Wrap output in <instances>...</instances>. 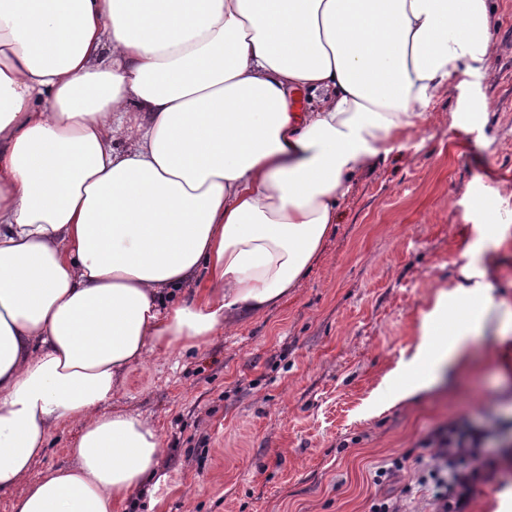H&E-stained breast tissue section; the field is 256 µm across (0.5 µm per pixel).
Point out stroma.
<instances>
[{"label": "stroma", "instance_id": "stroma-1", "mask_svg": "<svg viewBox=\"0 0 512 512\" xmlns=\"http://www.w3.org/2000/svg\"><path fill=\"white\" fill-rule=\"evenodd\" d=\"M484 224L508 225L506 240L489 244ZM468 246L497 267L494 295L512 306V0H489L477 68L353 178L297 288L202 348L150 352L124 372L105 411L153 423L165 452L120 512H369L380 498L433 512V482L375 473L424 455V439L451 423L481 432L490 462L467 512H512V369L496 357L497 327L475 338L468 368L414 403L388 377L436 290L460 279ZM79 432L55 428L30 479L72 465Z\"/></svg>", "mask_w": 512, "mask_h": 512}]
</instances>
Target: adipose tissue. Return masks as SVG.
Listing matches in <instances>:
<instances>
[{"mask_svg": "<svg viewBox=\"0 0 512 512\" xmlns=\"http://www.w3.org/2000/svg\"><path fill=\"white\" fill-rule=\"evenodd\" d=\"M488 38V0H0V493L81 427L12 512H118L164 452L122 372L279 304ZM494 279L435 293L400 399L512 324ZM79 433L80 427L77 424H62L55 428L49 437L45 454L34 462L29 480L39 479L49 469L72 465L70 448Z\"/></svg>", "mask_w": 512, "mask_h": 512, "instance_id": "ef3b65f1", "label": "adipose tissue"}]
</instances>
